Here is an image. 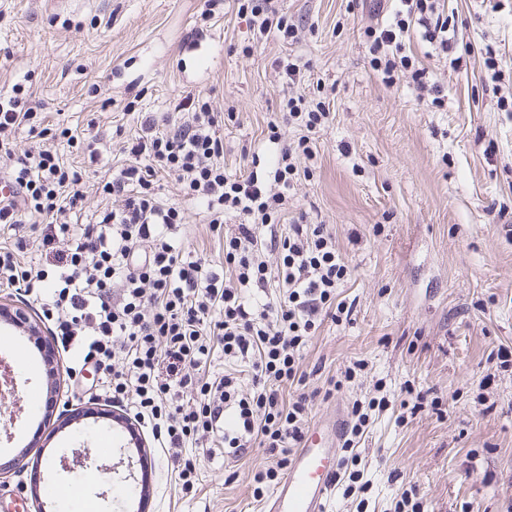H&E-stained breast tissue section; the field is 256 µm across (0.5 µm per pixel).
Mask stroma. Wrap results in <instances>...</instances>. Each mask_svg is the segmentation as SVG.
<instances>
[{"label": "stroma", "instance_id": "stroma-1", "mask_svg": "<svg viewBox=\"0 0 512 512\" xmlns=\"http://www.w3.org/2000/svg\"><path fill=\"white\" fill-rule=\"evenodd\" d=\"M298 25L296 40L253 44L232 9L208 22L205 0H0V91L28 81L47 121L85 129L95 120L110 165L137 126L139 110L170 111L185 92L210 96L224 126V168L236 174L245 152L270 155L264 131L280 103L324 102L317 154L308 160L279 214L299 213L334 225L336 249L351 270L337 290L351 321L325 320L303 353L310 384L323 386L351 362L364 372L331 398L316 397L309 423L331 426L353 403L393 400L370 414L356 453L370 484L366 512H393L396 497L417 485L424 512H512V368L491 386L479 379L499 346H512V0H440L454 15L451 52L410 32L419 65L443 86L442 107L423 104L409 73L385 84L370 64L364 35L376 16L360 0H273ZM310 65L304 80L283 85L285 58ZM185 250L224 263V242L188 206ZM0 302L29 311L37 333L0 321V359L13 373L19 404L0 405V458L16 465L0 479V512H74L48 496L33 498L32 470L44 486L81 483L89 467L103 480L89 493L101 512H259L254 471L261 449L237 457L206 443L193 491L174 479V461L151 433L157 460L144 506L125 496L131 483L125 445L111 402L79 347L57 350L55 370L39 347L56 342L39 303L0 287ZM440 397V412L399 421L405 387ZM52 393L56 414L29 401ZM111 435L109 455L100 439Z\"/></svg>", "mask_w": 512, "mask_h": 512}]
</instances>
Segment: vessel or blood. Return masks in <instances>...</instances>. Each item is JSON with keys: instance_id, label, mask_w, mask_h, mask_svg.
Instances as JSON below:
<instances>
[{"instance_id": "1", "label": "vessel or blood", "mask_w": 512, "mask_h": 512, "mask_svg": "<svg viewBox=\"0 0 512 512\" xmlns=\"http://www.w3.org/2000/svg\"><path fill=\"white\" fill-rule=\"evenodd\" d=\"M344 438L341 422L331 428L309 427L263 512H328L339 473L338 447Z\"/></svg>"}]
</instances>
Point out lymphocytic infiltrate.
I'll use <instances>...</instances> for the list:
<instances>
[{"mask_svg":"<svg viewBox=\"0 0 512 512\" xmlns=\"http://www.w3.org/2000/svg\"><path fill=\"white\" fill-rule=\"evenodd\" d=\"M232 3L255 41L295 32L287 14L272 10L268 0ZM416 25L426 41L447 49L451 24L438 15L436 0H400L392 22L365 30L370 64L388 84L399 71H409L439 106L444 98L438 85L403 42ZM40 108L23 84L0 94V158L11 161L0 226L14 231L38 224L42 245L55 249L57 261L53 270L34 272L1 245L0 285L41 303L62 343L79 344L83 362L100 374L113 401L150 426L177 459L175 478L183 490L198 479L193 447L218 436L236 455L263 449L267 462L253 476V495L262 497L283 475L306 429L314 395L307 390L303 352L324 317L337 321L353 314L352 305L336 298L350 269L336 250L332 227L302 215L287 233L277 231L275 203L298 181L296 158L314 154L310 134L327 117L323 106L305 110L292 98L283 103L267 123V139L277 151L262 179L254 171L225 172V115L207 97L186 93L173 111L142 115L137 134L124 144L123 163L98 183L105 206L90 214L79 173L55 147L60 137L75 148L81 139L67 128L53 132ZM292 123L306 130L294 143L281 133ZM23 127L41 146L21 158L11 135ZM162 177L177 182L183 204L161 200L156 184ZM189 203L224 235L223 272L179 244ZM228 219L235 226L227 233ZM267 249L277 252L276 266L264 260ZM273 286L278 296L267 297ZM217 343L225 359L250 363L252 391H243L235 374L206 373ZM165 362L180 367L175 382L160 379Z\"/></svg>","mask_w":512,"mask_h":512,"instance_id":"lymphocytic-infiltrate-1","label":"lymphocytic infiltrate"}]
</instances>
